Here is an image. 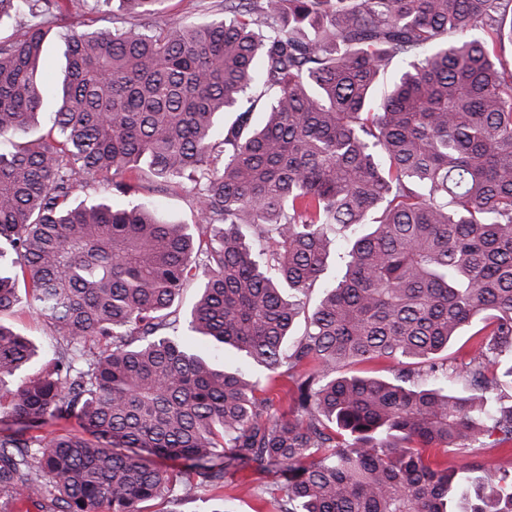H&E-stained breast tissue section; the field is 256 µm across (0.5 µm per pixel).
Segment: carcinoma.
I'll list each match as a JSON object with an SVG mask.
<instances>
[{
	"mask_svg": "<svg viewBox=\"0 0 512 512\" xmlns=\"http://www.w3.org/2000/svg\"><path fill=\"white\" fill-rule=\"evenodd\" d=\"M62 2L0 0V25L29 17L0 40V313L22 284L58 336L38 367L0 322V407L20 423L0 434V498L142 512L249 468L283 479L278 512H512V474L424 455L512 447V0H210V21L164 26L166 0H118L136 23L91 33ZM53 30L67 66L42 133ZM127 173L188 181L197 222L75 197L107 174L126 196ZM480 323L460 392L441 353ZM373 360L393 376L338 374ZM275 386L282 413L260 396Z\"/></svg>",
	"mask_w": 512,
	"mask_h": 512,
	"instance_id": "carcinoma-1",
	"label": "carcinoma"
}]
</instances>
